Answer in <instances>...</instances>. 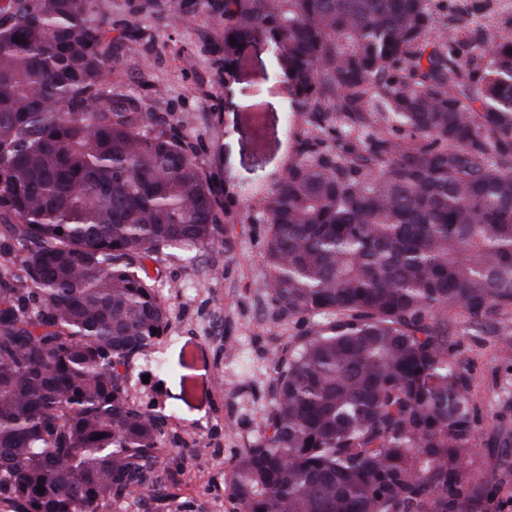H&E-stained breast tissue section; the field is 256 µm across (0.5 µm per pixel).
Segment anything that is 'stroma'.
<instances>
[{
  "instance_id": "35a3bbf8",
  "label": "stroma",
  "mask_w": 512,
  "mask_h": 512,
  "mask_svg": "<svg viewBox=\"0 0 512 512\" xmlns=\"http://www.w3.org/2000/svg\"><path fill=\"white\" fill-rule=\"evenodd\" d=\"M190 2V24L174 19L170 0L137 14L147 38L138 54L114 63L109 80L146 86L151 111L173 113L180 135L220 178L231 221L222 244L160 257L157 287L169 319L162 348L169 361L185 359L188 377L159 373L147 355L131 393L169 413L184 451L207 450L181 466L178 499H195L205 512H233L228 472L239 449L262 434L271 384L266 355L297 331L260 290L266 227L252 223L249 211L296 159L306 123L291 111L288 86L264 44L245 49L234 82L225 83L211 0ZM448 349L470 377L476 409L477 445L462 470L485 487L481 512H512V318L491 316L476 326L452 309Z\"/></svg>"
}]
</instances>
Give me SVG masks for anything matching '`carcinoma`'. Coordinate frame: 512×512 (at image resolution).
Wrapping results in <instances>:
<instances>
[{"label": "carcinoma", "instance_id": "carcinoma-1", "mask_svg": "<svg viewBox=\"0 0 512 512\" xmlns=\"http://www.w3.org/2000/svg\"><path fill=\"white\" fill-rule=\"evenodd\" d=\"M212 8L224 79L267 44L308 125L258 206L261 290L299 329L230 467L238 512H480L448 310L512 312V36L460 55L478 3ZM141 41L108 0H0V512H129L137 488L136 512H204L173 504L169 415L131 377L168 329L149 263L218 243L224 188L106 84Z\"/></svg>", "mask_w": 512, "mask_h": 512}]
</instances>
